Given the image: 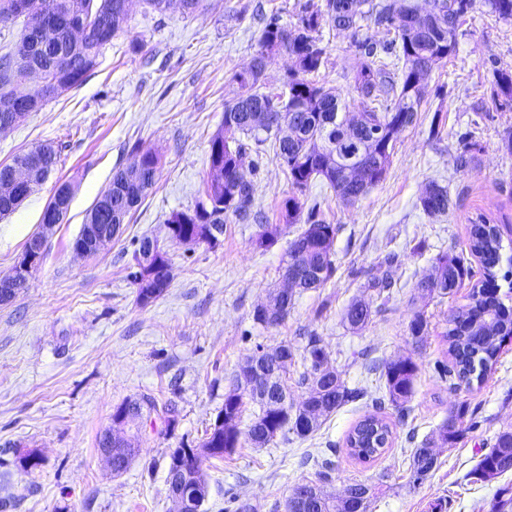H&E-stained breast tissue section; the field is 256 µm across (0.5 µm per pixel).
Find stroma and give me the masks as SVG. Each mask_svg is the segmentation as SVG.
Returning <instances> with one entry per match:
<instances>
[{"label": "stroma", "mask_w": 512, "mask_h": 512, "mask_svg": "<svg viewBox=\"0 0 512 512\" xmlns=\"http://www.w3.org/2000/svg\"><path fill=\"white\" fill-rule=\"evenodd\" d=\"M321 0H203L186 15L154 12L131 0L123 32L106 45L83 85L63 92L42 111L0 133V163L40 143L53 144L61 163L13 214L0 218V278L11 273L28 238L45 233V255L27 287L0 304V512H173L166 474L169 451L198 446L224 405L235 373L257 348L282 343L296 354L288 367V394H305L307 335L320 336L330 362L362 396L331 413L314 434L276 438L262 448L243 444L211 461L204 512H286L302 479H316L322 460L333 464L329 491L354 480L376 484L370 512H488L512 473L484 483L472 472L499 433L512 430V342L493 370L471 389H455L437 364H450L442 337L448 315L468 304L483 269L469 248L470 228L484 216L512 244V103L493 94L494 74L512 72V23L476 6L466 16L456 52L434 65L417 119L397 140L386 177L352 205L342 204L324 179L312 180L300 199L318 206L335 225V271L316 289L296 291L286 320L262 326L258 304L283 284L288 246L306 225L280 220L293 188L272 142L247 141L244 174L254 185L258 221L229 220L214 245L176 243L167 236L173 212L194 209L208 170L209 141L224 107L239 91L235 74L251 64L270 18L296 23L306 5ZM327 64L318 82L349 98L363 58L348 33L320 30ZM160 158L156 183L131 212L112 243L81 257L71 249L88 211L116 168L131 161L134 142ZM68 182L72 200L62 224L43 232L41 215L56 182ZM446 186L454 206L430 217L420 206L428 182ZM279 227L269 248L256 246L261 225ZM157 240L172 264L164 294L148 305L136 299L131 278L137 240ZM460 257L471 274L451 297L424 298L416 285L439 254ZM386 278L390 288H370ZM365 302L369 322L354 331L343 315ZM428 327L414 342L410 323ZM403 357L419 371L404 407L387 406L393 443L370 464L350 457L351 427L386 399L383 366ZM149 395L174 404L177 424L161 414L141 424L139 453L113 475L98 439L112 427L115 408ZM469 428L457 443L437 448V463L419 485L409 482L411 455L458 406ZM36 452L25 471L17 458Z\"/></svg>", "instance_id": "35a3bbf8"}]
</instances>
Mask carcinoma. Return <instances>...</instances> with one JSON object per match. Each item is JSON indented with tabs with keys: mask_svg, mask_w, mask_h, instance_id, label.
<instances>
[{
	"mask_svg": "<svg viewBox=\"0 0 512 512\" xmlns=\"http://www.w3.org/2000/svg\"><path fill=\"white\" fill-rule=\"evenodd\" d=\"M33 13L24 16V33L15 47L0 55V101L15 93V84L24 79L31 68H38L63 89L81 86L97 65L104 46L124 31L128 21V0H35ZM202 0H146L152 11L165 13L173 5L185 14L195 13ZM432 20L428 26L412 33L395 27L394 20L414 10L411 4L400 5L398 0H321L312 11L305 10L292 26H284L272 18L259 38L260 50L249 68L236 75L241 93L225 106L224 121L209 143V172L204 181L203 200L193 210L171 214L167 224L180 225V231L207 244H215L224 235V224L230 218L246 221L252 216L253 184L237 175L243 168L245 148L240 137L265 142L261 134L279 133L281 125L295 119V136L291 139L275 137L276 155L288 171L294 189L304 191L311 180L321 177L327 181L336 197L345 204H353L384 180L391 164L398 135L412 125L426 92V79L433 65L456 50L458 31L464 17L473 8L475 0H429ZM487 11L499 21H512V0H484ZM394 31L390 41L395 57L402 61L400 72H392L372 63H364L354 77L350 101L342 100L336 90L307 79L327 63L326 50L318 35L322 23L331 28L351 33L352 45L360 53L374 55V43L361 33L362 22ZM83 24L89 28L84 39H73V29ZM286 53L295 61V69L288 74V101L272 93L259 91V82L268 60ZM496 94L512 99V72L500 71L494 81ZM391 101L382 110L373 103ZM362 158L363 173L356 177L347 172L344 161L348 154ZM133 162L112 173L108 187L101 193L88 214L91 224H123L131 211L141 202L156 182L159 155L136 142L131 146ZM33 164V188L44 183L45 172L57 168L60 155L50 144H39L16 154L9 163L0 164V183L9 180L13 164ZM423 212L430 217L442 216L451 207L448 188L431 181L420 197ZM303 204L297 196L287 198L282 205V216L289 224L300 221ZM308 227L288 247L286 261H292L300 251L307 252L297 275L299 287L320 288L332 276L334 263L331 244L336 225L325 224L309 215ZM278 227L261 225L256 244L267 248L274 244ZM503 234L499 225L481 217L471 228L470 251L479 258L485 270L484 284L473 290L470 303L453 311L443 338L448 343L452 368H443L441 375L455 377L457 385L471 388L481 382L497 362L501 342L512 338V255L503 257ZM469 271L461 261L446 253L434 259L432 272L424 276L417 288L424 294L440 298L456 293ZM508 283V291L499 293L497 278ZM287 306L277 309L270 319L262 307L254 310V320L264 326L278 325L288 316L292 299ZM370 317L367 306L355 302L345 312L348 324L359 329ZM274 350L284 354L278 364L276 377L288 387V362L294 359L292 347L282 343ZM304 360L309 366L299 375L298 384L306 387L313 398L307 409L292 415L278 403L256 398L255 392L233 384L224 394V424L211 427L206 438L185 457L181 472L192 491L197 493L194 508L201 509L209 496L207 463L232 455L241 441L256 448L272 442L277 436L293 433L306 437L317 431L322 419L341 405L359 397L350 389L340 373L330 364L329 353L320 337H308ZM418 366L412 358L393 360L384 367V376L392 405L402 408L409 402L414 389ZM256 405V413L246 432H241L237 421L244 401ZM162 411L167 423L175 425L173 407H158L155 398L143 395L128 400L118 407L125 414L126 424L149 413ZM463 412L451 413L438 428V436L452 443L463 436ZM393 431L381 414V404L364 415L345 438L348 454L360 463L380 458L392 445ZM437 457L423 445L414 449L410 464L409 482L421 484L433 471ZM512 472V432L504 431L493 448L483 454L473 470L475 478L489 482ZM330 466L323 465L318 480L296 485L286 503L287 512H368L376 494L374 485L355 480L336 496L324 490L329 480Z\"/></svg>",
	"mask_w": 512,
	"mask_h": 512,
	"instance_id": "obj_1",
	"label": "carcinoma"
}]
</instances>
